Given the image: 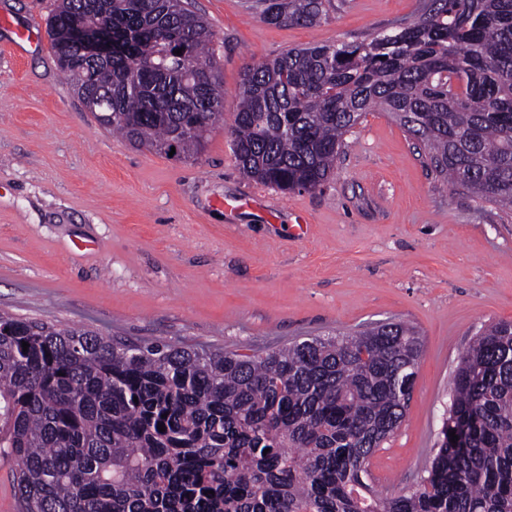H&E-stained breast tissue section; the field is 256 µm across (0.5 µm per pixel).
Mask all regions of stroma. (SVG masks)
Returning <instances> with one entry per match:
<instances>
[{
  "instance_id": "1",
  "label": "stroma",
  "mask_w": 512,
  "mask_h": 512,
  "mask_svg": "<svg viewBox=\"0 0 512 512\" xmlns=\"http://www.w3.org/2000/svg\"><path fill=\"white\" fill-rule=\"evenodd\" d=\"M419 0H331L311 26H275L245 0H194L211 25L224 123L197 159L99 125L49 39L58 0H0V311L129 343L261 353L380 322L423 352L405 416L369 460L377 489L412 487L434 455L454 371L478 330L512 321V217L453 193L385 113L349 132L331 178L284 193L243 177L229 125L246 66L352 42ZM245 205L227 211L224 199Z\"/></svg>"
}]
</instances>
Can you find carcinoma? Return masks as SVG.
I'll use <instances>...</instances> for the list:
<instances>
[{"mask_svg": "<svg viewBox=\"0 0 512 512\" xmlns=\"http://www.w3.org/2000/svg\"><path fill=\"white\" fill-rule=\"evenodd\" d=\"M329 2L255 0L278 26L316 24ZM420 2L361 41L248 67L230 127L239 171L284 193L315 190L344 136L385 112L448 189L511 212L512 0ZM77 16L112 26V57L86 58ZM48 29L79 98L133 146L191 159L224 120L214 33L190 0H61ZM422 348L402 322L247 354L130 345L1 312L0 449L22 512H512L508 321L460 359L416 485L383 494L368 480ZM463 425L461 447L449 432Z\"/></svg>", "mask_w": 512, "mask_h": 512, "instance_id": "cac0c4a2", "label": "carcinoma"}]
</instances>
